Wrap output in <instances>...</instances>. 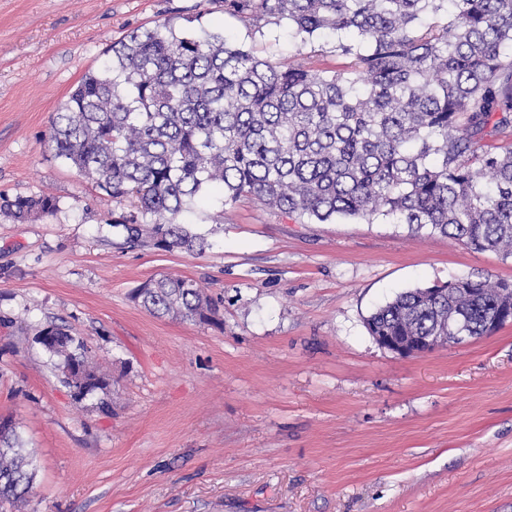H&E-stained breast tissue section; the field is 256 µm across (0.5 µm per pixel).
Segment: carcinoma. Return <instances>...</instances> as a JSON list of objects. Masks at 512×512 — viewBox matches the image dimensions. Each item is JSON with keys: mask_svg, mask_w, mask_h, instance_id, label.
I'll use <instances>...</instances> for the list:
<instances>
[{"mask_svg": "<svg viewBox=\"0 0 512 512\" xmlns=\"http://www.w3.org/2000/svg\"><path fill=\"white\" fill-rule=\"evenodd\" d=\"M258 24L288 23L311 43L326 31L349 59L338 72L272 63L230 45L224 31L170 22L132 31L87 72L52 120L55 157L132 210L115 220L127 243L199 255L204 235L178 221L213 188L224 202L256 200L311 223L392 218L477 251L512 257V146L482 144L512 128V0H208ZM49 195L0 194L17 223L55 212ZM444 294L403 291L367 319L369 334L470 335L512 284L451 278ZM469 288L480 289L472 296ZM132 299L157 316L213 320L190 279L164 276ZM35 342L62 357L79 398L105 379L49 323ZM0 422V505L18 510L36 469Z\"/></svg>", "mask_w": 512, "mask_h": 512, "instance_id": "cac0c4a2", "label": "carcinoma"}]
</instances>
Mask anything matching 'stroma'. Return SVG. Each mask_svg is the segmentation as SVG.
<instances>
[{
	"label": "stroma",
	"mask_w": 512,
	"mask_h": 512,
	"mask_svg": "<svg viewBox=\"0 0 512 512\" xmlns=\"http://www.w3.org/2000/svg\"><path fill=\"white\" fill-rule=\"evenodd\" d=\"M223 30L268 60L341 69L206 0H0V193L55 213L0 216V420L37 465L22 512H512V322L400 357L366 318L453 276L512 282V259L377 217L303 224L220 191L180 222L205 253L131 247L47 143L106 51L163 21ZM194 280L214 321L157 317L131 295ZM69 327L108 385L75 399L37 327ZM58 201L49 195L16 196L9 198L0 194V213L17 223H25L31 218L55 212Z\"/></svg>",
	"instance_id": "35a3bbf8"
}]
</instances>
